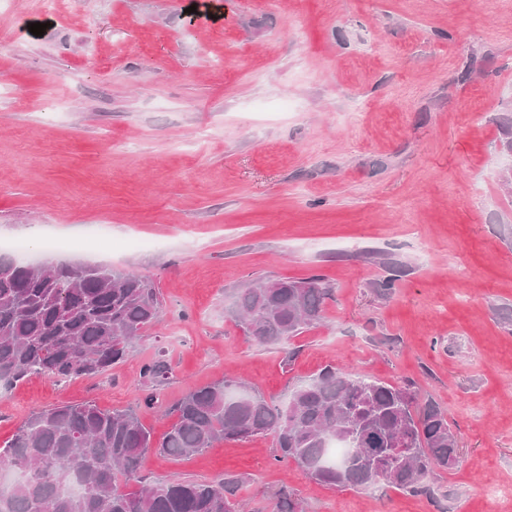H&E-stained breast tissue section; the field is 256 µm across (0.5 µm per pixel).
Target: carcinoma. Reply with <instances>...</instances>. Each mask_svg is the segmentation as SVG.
<instances>
[{"instance_id": "obj_1", "label": "carcinoma", "mask_w": 512, "mask_h": 512, "mask_svg": "<svg viewBox=\"0 0 512 512\" xmlns=\"http://www.w3.org/2000/svg\"><path fill=\"white\" fill-rule=\"evenodd\" d=\"M327 298L319 277L269 280L236 290L230 312L255 342L283 345L321 321ZM161 309L158 288L143 276L81 263L41 270L0 255V383L103 374L124 361ZM169 371L157 357L142 377L155 385ZM170 413L175 421L158 441L133 409L110 412L86 403L34 413L0 449V468L26 473L0 488V512H236L230 500L236 478L144 486L138 472L153 448L188 456L269 433L277 459L334 488L385 484L431 495L429 477L458 459L455 435L436 405L419 402L408 385L332 366L283 406L242 381L224 380L189 391ZM397 441L404 448L392 464L374 465ZM276 512L303 508L284 489Z\"/></svg>"}]
</instances>
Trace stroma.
<instances>
[{"label": "stroma", "instance_id": "1", "mask_svg": "<svg viewBox=\"0 0 512 512\" xmlns=\"http://www.w3.org/2000/svg\"><path fill=\"white\" fill-rule=\"evenodd\" d=\"M209 2L190 24L191 0H0V247L128 270L162 300L108 372L1 389L0 447L85 402L159 437L194 388L241 377L282 405L331 365L445 411L459 461L436 499L318 485L270 434L149 452L144 482L238 476L239 512L284 487L304 512H512V0ZM311 276L324 319L284 345L224 311L253 281Z\"/></svg>", "mask_w": 512, "mask_h": 512}]
</instances>
